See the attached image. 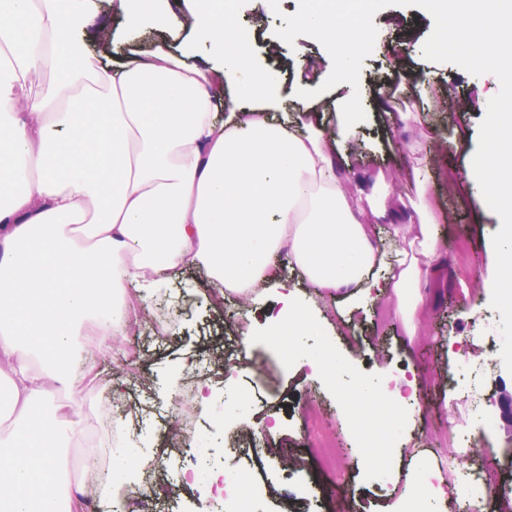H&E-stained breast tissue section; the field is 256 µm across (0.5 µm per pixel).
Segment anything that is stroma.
I'll return each instance as SVG.
<instances>
[{"label":"stroma","mask_w":512,"mask_h":512,"mask_svg":"<svg viewBox=\"0 0 512 512\" xmlns=\"http://www.w3.org/2000/svg\"><path fill=\"white\" fill-rule=\"evenodd\" d=\"M99 8L90 24L85 51L98 52L96 33H110L111 55L147 57L157 48L187 54L189 62L210 66L216 58L210 45L189 25L180 23L183 5H174L166 21L142 24L126 33L122 20L113 15L109 0H97ZM237 28L253 32L251 65L279 75L277 105L273 119H293L308 108L319 112L329 128L336 130V169L353 179L383 174L399 187L404 197L415 198L408 168L430 171L426 194L447 220L438 226L437 269L421 284L424 301L415 335H408L397 317L396 299L377 300L358 296L338 302L316 293L310 283L292 271L287 252H280L275 266L296 299L294 318L285 320L291 339L290 354L269 348L273 318L280 306L271 290L228 295L222 308L204 297L210 281L203 271L186 273L168 288V308L174 320L159 331L151 315L154 301H147L138 327L116 335L110 348L96 353L98 377L85 384V396L69 404L59 393L75 436L68 455L73 475L85 486L111 481V471L91 474V449L81 447L99 406L142 407L143 427L152 437L148 452L153 494L145 512H220L222 495L211 488L185 487L182 473L192 457L191 441L166 438L174 415L180 409L166 393L146 389L145 378L165 382L171 376L197 380L207 371L204 351L211 336L222 335L223 360L239 364L233 385L214 376L211 406L201 411L190 407L199 431L211 439L218 453L214 472L246 469L249 478L266 483L264 512H512V421L497 417L492 430H484L479 410L454 384L462 365L483 372L494 405L512 395V373L494 365L484 331V315L490 309L495 275L492 237L501 221L490 210L467 176L478 144L479 126L489 100L500 84L491 74L475 76L453 64H435L423 56V45L433 30L432 16L417 6H389L377 12L373 22L377 40L392 44L394 55L372 52L363 61L360 94L366 121L349 130L339 127L342 103L336 91L304 100L297 89H314L329 76L332 60L316 40L297 37L294 44L278 39L283 15L295 13L298 0H279L271 9L268 0H231ZM387 77L399 88L414 87L410 110L421 112L424 124L404 116L382 120L381 106L372 89L376 77ZM463 134L465 146L455 136ZM470 245L468 266L457 262L459 241ZM251 335L248 354L239 344ZM335 354L334 365L316 364L320 343ZM417 378V394L407 402L405 431L392 448L390 458L378 457L373 439L390 422V409L383 401L364 399L358 387L386 390L389 382ZM250 397L238 428L224 424V403ZM370 411L375 424L356 427L363 411ZM466 434L468 453L456 455L448 441L449 427ZM333 434L338 451L332 468H324L314 446L313 433ZM258 446L259 458L248 462L246 452ZM432 469L446 490L444 498L418 497L415 484L422 467ZM483 469L492 488L507 489L506 498H493L476 506L461 492L460 473ZM384 476L383 488L370 482L369 473Z\"/></svg>","instance_id":"35a3bbf8"}]
</instances>
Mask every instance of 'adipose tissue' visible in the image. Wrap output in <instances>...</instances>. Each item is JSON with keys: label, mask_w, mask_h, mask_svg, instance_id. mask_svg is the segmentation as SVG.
Here are the masks:
<instances>
[{"label": "adipose tissue", "mask_w": 512, "mask_h": 512, "mask_svg": "<svg viewBox=\"0 0 512 512\" xmlns=\"http://www.w3.org/2000/svg\"><path fill=\"white\" fill-rule=\"evenodd\" d=\"M191 2L192 28L217 56L235 55L223 0ZM95 11V0H0L12 56L0 64V512H84L57 402L81 393L67 370L78 318L100 351L112 341L101 311L120 326L194 269L238 293L275 283L270 258L284 250L330 295L371 293L386 271L410 330L436 257L433 207L410 214L384 177L351 187L333 175L334 134L315 111L295 128L215 112L227 89L273 97L275 72L203 68L161 49L97 67L79 38ZM375 222L400 242L395 262L374 246Z\"/></svg>", "instance_id": "1"}]
</instances>
